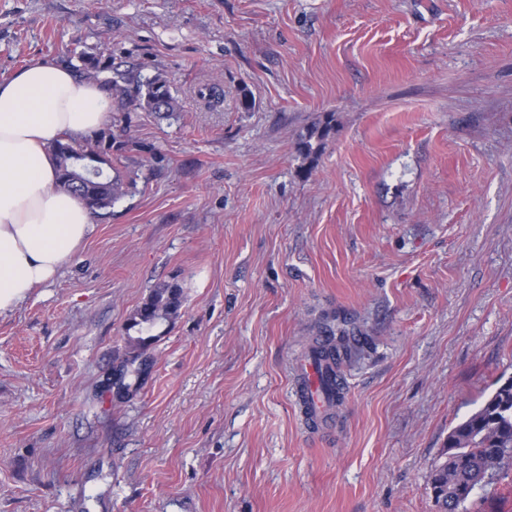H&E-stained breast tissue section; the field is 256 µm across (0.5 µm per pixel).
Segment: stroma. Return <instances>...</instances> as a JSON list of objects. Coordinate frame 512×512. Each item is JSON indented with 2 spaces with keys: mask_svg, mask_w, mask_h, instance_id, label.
<instances>
[{
  "mask_svg": "<svg viewBox=\"0 0 512 512\" xmlns=\"http://www.w3.org/2000/svg\"><path fill=\"white\" fill-rule=\"evenodd\" d=\"M77 46L179 108L118 105L136 193L0 316V512H436L449 431L512 376V0H0V79ZM160 283L180 314L115 399ZM326 318L357 352L312 428ZM467 508L512 512V469ZM332 115L322 122L314 124L304 138L298 143V152L305 158L315 161L319 151L321 150L325 140L329 137L332 126ZM325 333L327 335L325 340L316 342L308 351L307 356L314 361L306 359L296 370L297 375L300 376L295 389L296 400L308 407L314 416H318L326 405L321 390V378L324 369L317 364L320 361H330L339 369L340 365L348 360L354 352V347L350 342L351 338L344 328L337 326L334 329L330 327L326 329ZM333 336L336 338V342Z\"/></svg>",
  "mask_w": 512,
  "mask_h": 512,
  "instance_id": "stroma-1",
  "label": "stroma"
}]
</instances>
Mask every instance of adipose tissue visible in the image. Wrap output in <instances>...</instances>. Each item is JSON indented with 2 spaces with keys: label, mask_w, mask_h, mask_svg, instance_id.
I'll return each mask as SVG.
<instances>
[{
  "label": "adipose tissue",
  "mask_w": 512,
  "mask_h": 512,
  "mask_svg": "<svg viewBox=\"0 0 512 512\" xmlns=\"http://www.w3.org/2000/svg\"><path fill=\"white\" fill-rule=\"evenodd\" d=\"M114 108L111 93L64 64L31 61L0 81V315L52 281L93 230L56 179L50 150L86 138Z\"/></svg>",
  "instance_id": "obj_1"
}]
</instances>
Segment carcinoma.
Listing matches in <instances>:
<instances>
[{
  "label": "carcinoma",
  "instance_id": "1",
  "mask_svg": "<svg viewBox=\"0 0 512 512\" xmlns=\"http://www.w3.org/2000/svg\"><path fill=\"white\" fill-rule=\"evenodd\" d=\"M72 68L97 78L121 102L133 101L146 112L169 117L177 110L168 81L160 74L141 79L112 69V60L84 51H72ZM332 117L313 125L298 143V152L315 161L331 132ZM52 150L57 160L59 186L74 193L92 212L106 208L136 193L137 184L128 180L113 164L145 152L127 128H109L93 139L76 140L69 136L57 141ZM182 289L177 284H162L133 313L126 328L129 356L123 362L124 387L131 391L149 366L148 350L157 342L151 330L161 322L172 321L182 307ZM354 352L347 331L338 327L326 330L325 340L311 346L308 356L314 362L340 366ZM512 464V377L502 382L483 405L456 425L449 433L442 460L430 475V489L437 512H467L465 504L474 492L493 476Z\"/></svg>",
  "mask_w": 512,
  "mask_h": 512
}]
</instances>
